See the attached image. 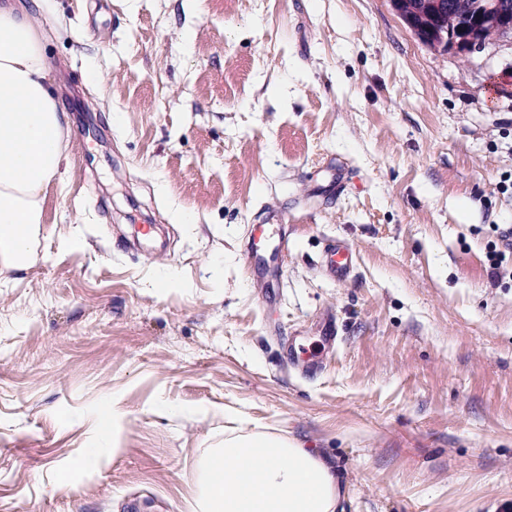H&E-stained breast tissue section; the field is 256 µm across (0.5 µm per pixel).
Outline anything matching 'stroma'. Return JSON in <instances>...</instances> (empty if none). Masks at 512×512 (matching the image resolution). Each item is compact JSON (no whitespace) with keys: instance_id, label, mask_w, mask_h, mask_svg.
<instances>
[{"instance_id":"obj_1","label":"stroma","mask_w":512,"mask_h":512,"mask_svg":"<svg viewBox=\"0 0 512 512\" xmlns=\"http://www.w3.org/2000/svg\"><path fill=\"white\" fill-rule=\"evenodd\" d=\"M38 20L69 149L34 263L0 279V512H191L228 409L330 459L344 512L512 506V279L487 272L512 226V40L431 46L392 0ZM336 164L349 189L317 196ZM271 217L267 284L247 245ZM339 240L343 281L321 266ZM323 262L330 276L336 280H344L354 272L355 253L344 242L336 241V244L326 251Z\"/></svg>"}]
</instances>
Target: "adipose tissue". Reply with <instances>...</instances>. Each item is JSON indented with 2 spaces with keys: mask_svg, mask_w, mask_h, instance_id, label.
<instances>
[{
  "mask_svg": "<svg viewBox=\"0 0 512 512\" xmlns=\"http://www.w3.org/2000/svg\"><path fill=\"white\" fill-rule=\"evenodd\" d=\"M34 7L0 0V276L28 267L46 190L68 148L65 114L47 82ZM335 466L302 442L224 431L202 462L196 512H337Z\"/></svg>",
  "mask_w": 512,
  "mask_h": 512,
  "instance_id": "obj_1",
  "label": "adipose tissue"
}]
</instances>
